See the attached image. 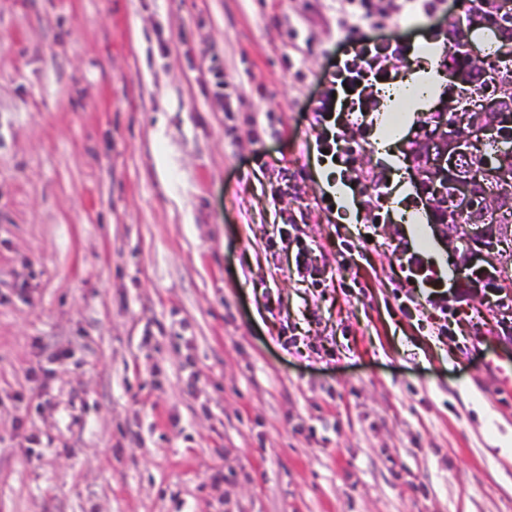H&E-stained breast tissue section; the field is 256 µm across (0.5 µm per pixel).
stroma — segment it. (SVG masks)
<instances>
[{
    "instance_id": "1",
    "label": "stroma",
    "mask_w": 512,
    "mask_h": 512,
    "mask_svg": "<svg viewBox=\"0 0 512 512\" xmlns=\"http://www.w3.org/2000/svg\"><path fill=\"white\" fill-rule=\"evenodd\" d=\"M447 2L377 32L410 47L378 94H437L388 161L378 113L338 126L334 169L338 0H0V512H512V306L458 310L400 219L449 21L486 54Z\"/></svg>"
}]
</instances>
